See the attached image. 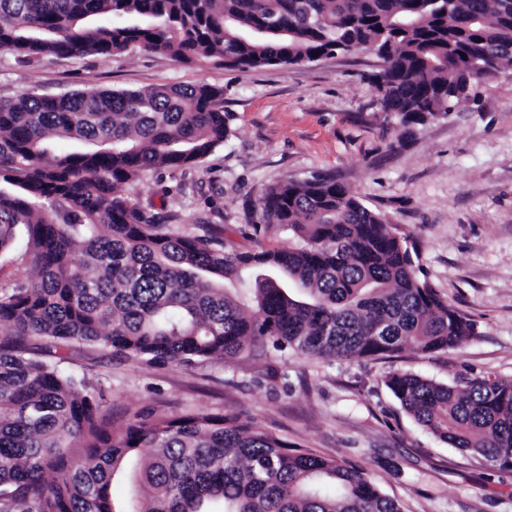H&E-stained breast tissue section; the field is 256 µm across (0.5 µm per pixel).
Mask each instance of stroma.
Listing matches in <instances>:
<instances>
[{
    "label": "stroma",
    "instance_id": "1",
    "mask_svg": "<svg viewBox=\"0 0 512 512\" xmlns=\"http://www.w3.org/2000/svg\"><path fill=\"white\" fill-rule=\"evenodd\" d=\"M380 60L361 50L287 68L229 70L132 49L35 62L0 51V98L27 92L223 87L232 134L199 166L149 173L131 187L165 223L224 232L231 246L288 248L277 233L237 234L254 223L265 186L329 175L393 224L417 251L420 276L471 318L459 349L388 358L324 360L254 349L228 362L149 366L75 347L65 365L104 395L115 419L135 413H234L289 444L364 467L401 512H512V472L448 446L418 425L384 384L391 372L441 383L512 380V71L476 88L447 118L399 138L369 76Z\"/></svg>",
    "mask_w": 512,
    "mask_h": 512
}]
</instances>
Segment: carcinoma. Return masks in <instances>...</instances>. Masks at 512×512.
<instances>
[{
  "label": "carcinoma",
  "mask_w": 512,
  "mask_h": 512,
  "mask_svg": "<svg viewBox=\"0 0 512 512\" xmlns=\"http://www.w3.org/2000/svg\"><path fill=\"white\" fill-rule=\"evenodd\" d=\"M131 48L237 70L383 50L370 82L407 135L512 70V0H0V50L27 61ZM231 121L224 88L206 83L0 99V255L25 244L0 283V512H401L365 469L236 415L116 424L62 370L75 344L190 365L256 342L352 360L476 336L388 219L329 177L261 190L250 230L285 232L288 249L238 251L123 192L200 165ZM244 271L257 272L248 309L228 293ZM385 385L441 441L512 471V380L393 372ZM128 469L119 508L112 481Z\"/></svg>",
  "instance_id": "obj_1"
}]
</instances>
